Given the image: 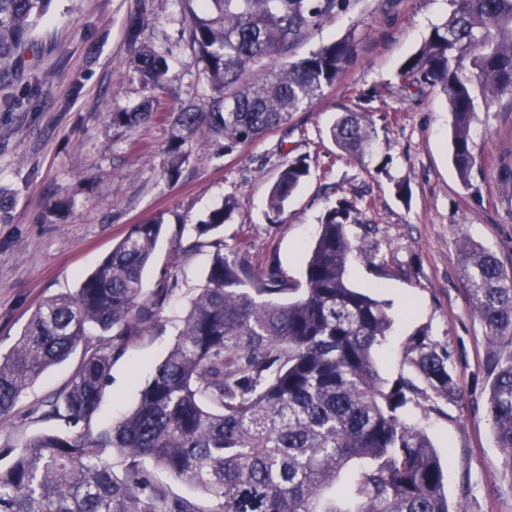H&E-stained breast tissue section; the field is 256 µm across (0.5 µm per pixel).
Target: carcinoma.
Returning a JSON list of instances; mask_svg holds the SVG:
<instances>
[{"mask_svg": "<svg viewBox=\"0 0 512 512\" xmlns=\"http://www.w3.org/2000/svg\"><path fill=\"white\" fill-rule=\"evenodd\" d=\"M50 0H0V62L12 58ZM448 19L401 64L405 92L424 85L446 94L451 159L474 194L473 130L478 113L512 97V0H449ZM187 43L205 85L201 106L176 114L171 174L184 146L206 128L224 149L248 145L310 108L353 60L352 38L293 59L309 34L336 17L346 0H180ZM146 19L133 17L127 39L134 72L149 91L164 85L167 59L142 41ZM282 63L267 67L265 60ZM145 109L112 113L133 128ZM350 157L371 153L366 115L347 111L329 129ZM304 158L282 164L268 197L278 217L309 176ZM234 197L197 224L209 236L230 220ZM356 204L342 199L321 219L304 282L291 283L274 264L256 269L246 256H224L208 242L207 283L191 299L166 356L139 390L136 405L92 435L112 361L123 342L143 335L167 289L142 294V274L163 224H135L73 294L42 303L0 356V416L45 370L87 336L65 394L46 417L66 430L31 438L0 467V512H464L449 510L440 459L428 436L400 411L421 388L402 378L385 385L374 360L391 327L382 302L354 288L347 265L356 249L347 226ZM457 263L492 350L488 416L512 473V270L494 253L459 240ZM405 361L437 399L456 395L448 356L423 330L412 335ZM120 458L121 472L109 462ZM217 501L204 509L151 481L145 461Z\"/></svg>", "mask_w": 512, "mask_h": 512, "instance_id": "obj_1", "label": "carcinoma"}]
</instances>
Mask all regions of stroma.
Returning <instances> with one entry per match:
<instances>
[{"label": "stroma", "mask_w": 512, "mask_h": 512, "mask_svg": "<svg viewBox=\"0 0 512 512\" xmlns=\"http://www.w3.org/2000/svg\"><path fill=\"white\" fill-rule=\"evenodd\" d=\"M142 10L150 19L146 40L168 61L165 87L153 93L133 72L126 38L129 19ZM448 12L447 0H348L293 51L299 58L353 37L356 55L336 84L287 126L232 151L199 130L173 178V116L204 93L181 38L178 0H52L11 74L0 78V354L13 349L43 302L75 291L133 225L162 222L142 284L145 293L165 288L169 295L148 331L112 362L91 423L92 432L105 430L136 405L205 283L211 252L196 235L200 220L236 198L239 209L217 231L225 256L245 255L256 266L276 261L300 283L321 217L336 200L356 196L349 278L384 303L392 321L375 353L380 376L388 383L413 376L403 352L417 330L447 353L457 398L420 394L401 418L433 442L450 504L512 512V476L487 416L486 330L456 260L466 236L512 267V205L501 192L512 166V99L479 115L474 195L451 163L445 95L428 87L406 96L397 76ZM143 104L148 121L113 125V113ZM347 108L372 123L373 158L347 156L331 141L328 130ZM297 157L310 174L271 222L269 192L281 164ZM401 184L408 196L398 194ZM98 342L87 336L23 391L0 417V448L19 451L34 436L63 430V422L45 418L46 404L66 391L84 351Z\"/></svg>", "instance_id": "35a3bbf8"}]
</instances>
